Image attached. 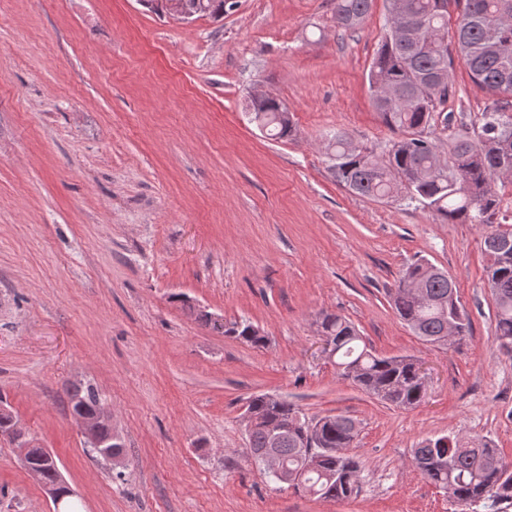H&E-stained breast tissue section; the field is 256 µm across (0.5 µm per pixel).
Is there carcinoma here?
I'll list each match as a JSON object with an SVG mask.
<instances>
[{"label":"carcinoma","mask_w":512,"mask_h":512,"mask_svg":"<svg viewBox=\"0 0 512 512\" xmlns=\"http://www.w3.org/2000/svg\"><path fill=\"white\" fill-rule=\"evenodd\" d=\"M460 10L448 29V2ZM198 16H224V0H179ZM387 32L369 72V91L376 111L395 137L381 152L360 148L349 134L328 142L330 169L351 193L378 200L416 202L450 224H485V251L491 257L486 276L495 305L496 336L512 351V229L494 224L500 198L496 179L512 176V0H388ZM373 0H335L336 26L356 30L372 10ZM462 61L474 85L486 94L480 117L448 136V158L441 159L435 137V115L455 97V62ZM252 119L275 140L292 136L288 108L262 95L252 102ZM399 318L422 340L442 344L448 329L459 337L469 332V317L459 305L448 272L427 261L409 265L391 291ZM198 319L210 329L254 345L266 343L252 324L218 323L207 312ZM320 327L338 358L341 375L367 394L397 408H412L423 397L424 383L409 357H379L346 318L322 315ZM72 411L92 413L100 406L89 383L68 390ZM247 458L264 466L277 423L288 424L277 448L282 472L272 481L294 492L320 499L343 500L358 492L359 463L345 453L358 436L355 420L343 414L304 420L288 401L258 395L248 404ZM319 458L307 468V451ZM424 478L454 502L489 507L512 504V483L501 480L506 466L491 443L472 445L463 437L427 439L411 451ZM27 464L41 480L61 477L56 459L33 453Z\"/></svg>","instance_id":"obj_1"}]
</instances>
